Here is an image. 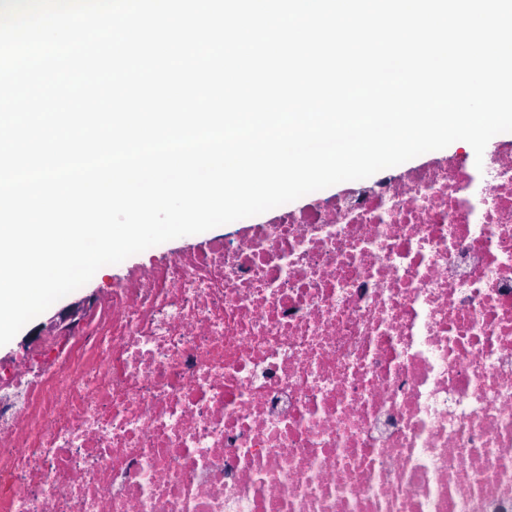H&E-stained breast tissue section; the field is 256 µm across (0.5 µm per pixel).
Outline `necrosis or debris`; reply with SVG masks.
<instances>
[{
	"label": "necrosis or debris",
	"mask_w": 512,
	"mask_h": 512,
	"mask_svg": "<svg viewBox=\"0 0 512 512\" xmlns=\"http://www.w3.org/2000/svg\"><path fill=\"white\" fill-rule=\"evenodd\" d=\"M277 211L0 368V512H512V151Z\"/></svg>",
	"instance_id": "necrosis-or-debris-1"
}]
</instances>
